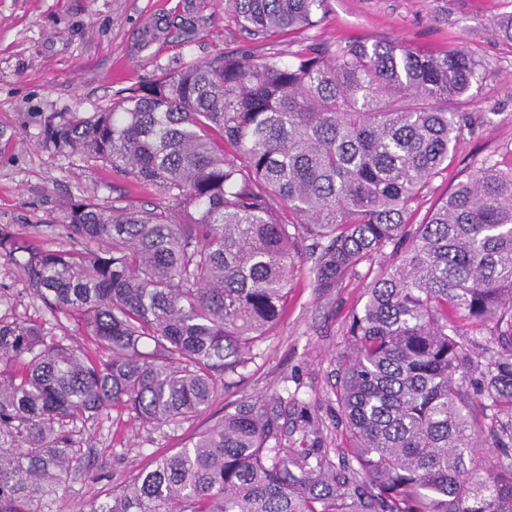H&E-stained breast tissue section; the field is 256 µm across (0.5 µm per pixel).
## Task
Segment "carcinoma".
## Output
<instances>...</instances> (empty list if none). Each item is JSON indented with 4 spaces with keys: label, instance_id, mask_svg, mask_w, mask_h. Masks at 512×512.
<instances>
[{
    "label": "carcinoma",
    "instance_id": "obj_1",
    "mask_svg": "<svg viewBox=\"0 0 512 512\" xmlns=\"http://www.w3.org/2000/svg\"><path fill=\"white\" fill-rule=\"evenodd\" d=\"M327 0H227L258 39L295 50L189 62L44 143L154 189L140 205L61 209L47 249L0 225L25 283L0 306V512H65L84 476L78 426L109 409L178 426L236 385L294 280L342 286L388 247L347 329L334 395L351 448L333 461L311 406L243 400L79 512H512V147L418 224L412 204L473 133L487 80L464 45L435 56L387 41H319ZM79 313L91 346L48 331Z\"/></svg>",
    "mask_w": 512,
    "mask_h": 512
}]
</instances>
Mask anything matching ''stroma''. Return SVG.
Segmentation results:
<instances>
[{"mask_svg": "<svg viewBox=\"0 0 512 512\" xmlns=\"http://www.w3.org/2000/svg\"><path fill=\"white\" fill-rule=\"evenodd\" d=\"M512 12V0H327L314 34L323 40H400L424 51L464 44L492 72L470 110L491 113L460 142L445 172L415 206L419 223L434 202L471 166L496 159L512 142V42L501 39L495 19ZM167 26L166 38L144 43L149 25ZM222 0H0V225L23 235L38 233L50 249L61 244L51 232L55 203L88 197L108 205L143 193L109 167L63 156L44 143L49 116L92 114L109 106L116 90L146 83L162 71L220 52H262ZM369 278L347 280L321 293L298 280L288 310L260 346L239 386L220 396L206 413L180 426L144 429L129 415L109 411L88 422L77 441L88 477L70 482L63 504L77 507L105 499L112 489L154 459L188 442L210 418L232 403L289 396L317 406L330 447H348L332 389L346 329L361 308Z\"/></svg>", "mask_w": 512, "mask_h": 512, "instance_id": "stroma-1", "label": "stroma"}]
</instances>
